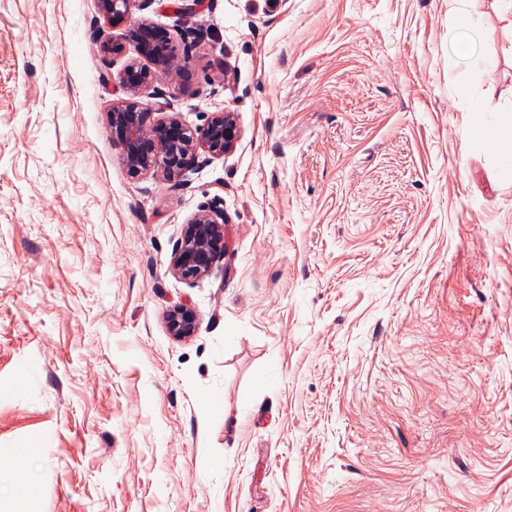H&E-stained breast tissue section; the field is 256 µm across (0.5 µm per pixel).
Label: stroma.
<instances>
[{
	"mask_svg": "<svg viewBox=\"0 0 512 512\" xmlns=\"http://www.w3.org/2000/svg\"><path fill=\"white\" fill-rule=\"evenodd\" d=\"M181 2L134 4L189 49L141 99L240 136L177 185L112 139L126 26L0 0V456L31 484L0 512H512V168L473 133L512 114V16ZM208 205L224 256L186 281ZM223 210L201 207L185 225L182 239L172 258L174 272L185 280L208 275L224 256ZM166 322L170 335L175 338H187L195 332L196 318L192 309L187 305L180 304L170 309Z\"/></svg>",
	"mask_w": 512,
	"mask_h": 512,
	"instance_id": "35a3bbf8",
	"label": "stroma"
}]
</instances>
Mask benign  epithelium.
<instances>
[{"label": "benign epithelium", "instance_id": "benign-epithelium-1", "mask_svg": "<svg viewBox=\"0 0 512 512\" xmlns=\"http://www.w3.org/2000/svg\"><path fill=\"white\" fill-rule=\"evenodd\" d=\"M136 0H100L101 15L106 24L128 21ZM128 39L135 45L146 64L128 65L119 85L125 99L110 111L112 138L122 150L128 171L140 175L162 170L169 181H181L198 166L201 154L221 157L232 151L239 131L235 114L215 112L202 127L191 128L179 113L171 112L150 123L148 117L162 105L141 101L143 89L159 77L182 78L187 72L186 57L180 54L170 32L146 19L130 24ZM224 211L203 206L185 225L182 239L172 258L174 272L185 280L208 275L224 256ZM170 335L187 338L194 334L196 318L184 304L170 309L166 317Z\"/></svg>", "mask_w": 512, "mask_h": 512}]
</instances>
